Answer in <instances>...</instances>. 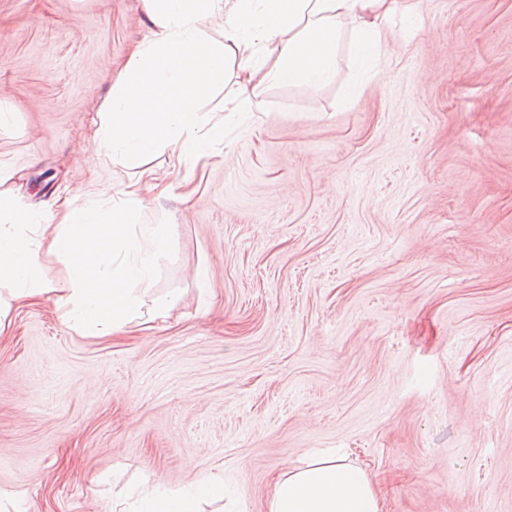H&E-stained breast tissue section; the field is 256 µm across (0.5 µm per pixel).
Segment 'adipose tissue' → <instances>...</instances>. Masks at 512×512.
I'll use <instances>...</instances> for the list:
<instances>
[{"label":"adipose tissue","mask_w":512,"mask_h":512,"mask_svg":"<svg viewBox=\"0 0 512 512\" xmlns=\"http://www.w3.org/2000/svg\"><path fill=\"white\" fill-rule=\"evenodd\" d=\"M399 0H146L150 23L122 79L112 86L93 138L81 149L83 162L104 159L138 166L135 181L105 198L72 197L67 215L47 245L70 272L57 289L64 318L75 331L105 337L122 331L151 307L164 317L167 305L147 304L153 262L169 246L165 224L135 226L143 191H162L149 158L169 155L187 166L214 154L225 124L260 109L268 82L319 87L336 70V34L343 21L357 33L355 56L381 51L382 32ZM224 18V38L206 34L213 16ZM233 75L234 89L222 120L202 113V102ZM40 212L0 196V316L12 303L50 291L36 261ZM220 481L181 489L157 486L134 502L132 512H198L200 501L220 500ZM268 512H380L377 493L359 467L333 450H322L306 467L279 476Z\"/></svg>","instance_id":"obj_1"}]
</instances>
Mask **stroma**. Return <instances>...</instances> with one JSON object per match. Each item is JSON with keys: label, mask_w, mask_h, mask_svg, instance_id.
<instances>
[{"label": "stroma", "mask_w": 512, "mask_h": 512, "mask_svg": "<svg viewBox=\"0 0 512 512\" xmlns=\"http://www.w3.org/2000/svg\"><path fill=\"white\" fill-rule=\"evenodd\" d=\"M400 4L363 70L342 23L329 83L265 84L189 170L151 159L167 317L80 335L40 253L52 292L0 318V512L210 477L230 497L203 512H268L318 448L382 512H512V0ZM146 22L144 0H0V187L46 223L136 173L78 150Z\"/></svg>", "instance_id": "35a3bbf8"}]
</instances>
